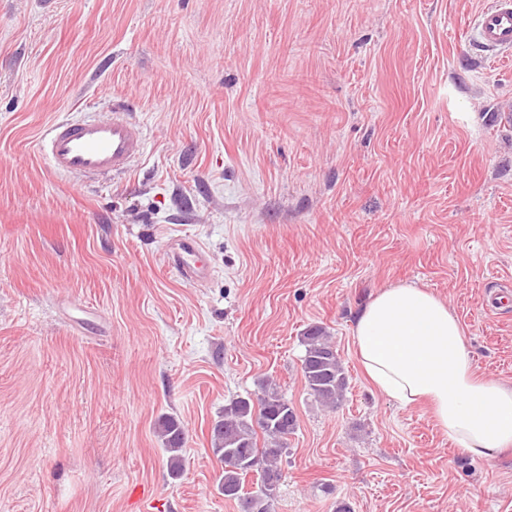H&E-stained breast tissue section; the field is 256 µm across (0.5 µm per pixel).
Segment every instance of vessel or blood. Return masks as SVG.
<instances>
[{
  "instance_id": "vessel-or-blood-1",
  "label": "vessel or blood",
  "mask_w": 512,
  "mask_h": 512,
  "mask_svg": "<svg viewBox=\"0 0 512 512\" xmlns=\"http://www.w3.org/2000/svg\"><path fill=\"white\" fill-rule=\"evenodd\" d=\"M468 41L485 51L511 53L512 0H490L479 11ZM144 147L142 129L124 117L108 121L57 120L47 127L39 143L50 170L85 179L127 173ZM172 267L189 282L200 281L209 273L200 244L188 236L176 241Z\"/></svg>"
}]
</instances>
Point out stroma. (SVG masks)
Masks as SVG:
<instances>
[{
  "mask_svg": "<svg viewBox=\"0 0 512 512\" xmlns=\"http://www.w3.org/2000/svg\"><path fill=\"white\" fill-rule=\"evenodd\" d=\"M487 0H0V512H239L210 428L278 384L297 414L275 512H512V449L462 454L372 389L351 341L381 289L458 316L512 385V62ZM124 110L134 169L76 183L52 121ZM202 244L209 276L169 269ZM348 372L328 410L300 337ZM181 422L171 476L158 433ZM471 45L484 51H512V1L492 0L477 14L468 37ZM171 256V267L183 280L197 282L209 273L208 265L202 257V248L193 237L178 239ZM302 335L305 352L301 359V370L305 387L320 404L335 409L345 398L348 374L332 337L320 326H311Z\"/></svg>",
  "mask_w": 512,
  "mask_h": 512,
  "instance_id": "35a3bbf8",
  "label": "stroma"
}]
</instances>
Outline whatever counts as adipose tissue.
I'll return each mask as SVG.
<instances>
[{"label":"adipose tissue","mask_w":512,"mask_h":512,"mask_svg":"<svg viewBox=\"0 0 512 512\" xmlns=\"http://www.w3.org/2000/svg\"><path fill=\"white\" fill-rule=\"evenodd\" d=\"M352 344L370 385L403 408L426 406L458 449L512 447V387L479 375L457 315L426 288H385L357 314Z\"/></svg>","instance_id":"adipose-tissue-1"}]
</instances>
